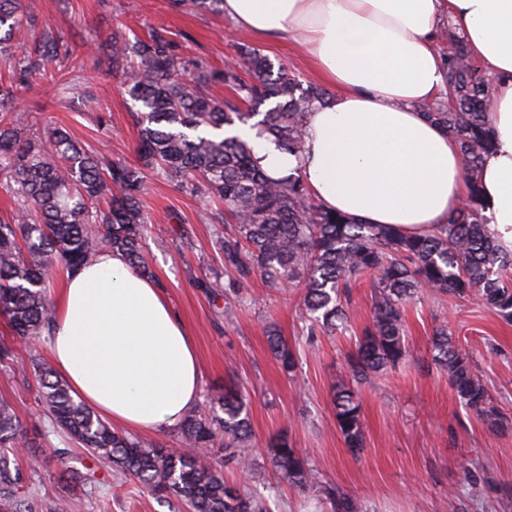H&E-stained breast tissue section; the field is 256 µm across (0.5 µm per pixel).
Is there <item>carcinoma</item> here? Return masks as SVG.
Wrapping results in <instances>:
<instances>
[{"label": "carcinoma", "instance_id": "obj_1", "mask_svg": "<svg viewBox=\"0 0 512 512\" xmlns=\"http://www.w3.org/2000/svg\"><path fill=\"white\" fill-rule=\"evenodd\" d=\"M174 2L224 13V0ZM24 25L35 35L14 59L10 86L0 88V186L17 205L0 219V315L12 336L0 343L1 369L14 371L15 345L35 349L49 332L52 274L72 272L106 249L121 254L131 270L149 274L141 251L148 231L145 168L192 195L221 202L224 210L207 215L211 223L222 224L227 215L237 224L235 233L215 239L224 270L234 275L232 285H221L218 275L211 285L225 305L241 302L239 285L256 275L270 285L286 282L302 293L306 343L312 346L320 336L347 329L352 288L370 284V322L345 357L348 379L333 394L336 427L354 456L364 450L358 385L408 362L405 310L422 291L476 300L512 321V250L496 239L480 189L481 166L492 147L490 86L461 37L453 38L446 59L451 105H425L421 111L457 141L467 199L437 232L410 237L393 225L358 224L325 209L310 197L300 175L270 177L247 141L222 134L256 117L259 134L296 154L306 113L326 98L322 88L303 86L288 66H276L246 45L240 60L221 71L196 61L190 82L166 29L155 28L148 39L133 42L112 37V66L125 74L123 91L140 106L134 115L139 168L114 162L102 169L97 152L61 125L38 134L23 131L13 119L15 90L55 71L60 57L69 55L63 37L40 22L35 0H0V53ZM213 84L232 89L236 100L206 93ZM241 103L254 111H241ZM266 103L270 107L259 111ZM267 342L282 369L294 371L297 352L276 327L269 328ZM430 347L434 364L448 374L459 402L476 420L492 430L509 423L448 322L435 327ZM31 379L48 432L135 481L171 512H269L263 496L224 479L231 464L252 470V429L241 389L226 387L195 408L179 427L181 447L165 448L113 428L75 398L38 355L22 373V381ZM22 436L11 404L1 399L0 512H44L42 499L29 489L37 470L24 471L10 459ZM269 461L288 484L313 492L324 512H366L360 500L322 481L287 438L272 443Z\"/></svg>", "mask_w": 512, "mask_h": 512}]
</instances>
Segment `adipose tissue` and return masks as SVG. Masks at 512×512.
Returning <instances> with one entry per match:
<instances>
[{
    "instance_id": "1",
    "label": "adipose tissue",
    "mask_w": 512,
    "mask_h": 512,
    "mask_svg": "<svg viewBox=\"0 0 512 512\" xmlns=\"http://www.w3.org/2000/svg\"><path fill=\"white\" fill-rule=\"evenodd\" d=\"M224 14L257 37L303 41L332 90L307 114L299 154L240 130L261 168L300 174L329 210L411 235L436 231L465 199L456 142L421 112L445 91L436 35L452 21L494 81L481 181L490 226L512 248V0H224ZM50 350L73 393L127 431L173 430L199 400L188 328L156 283L112 251L56 288Z\"/></svg>"
}]
</instances>
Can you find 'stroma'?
<instances>
[{"mask_svg": "<svg viewBox=\"0 0 512 512\" xmlns=\"http://www.w3.org/2000/svg\"><path fill=\"white\" fill-rule=\"evenodd\" d=\"M42 22L64 37L70 55L55 77L33 81L19 94L23 125H64L77 140L108 159L137 165V107L124 95L123 74L113 72L108 45L113 33L142 38L165 28L186 60L203 58L216 68L238 54L244 32L226 17L174 7L171 0H36ZM273 63L288 65L303 85L317 84L303 48L255 41ZM144 209L151 220L144 254L152 277L187 325L201 367V392L239 382L249 391L254 437L249 474L224 470L228 482L270 488L279 512H321L317 500L279 482L268 459L270 440L287 435L324 481L361 500L368 512H512V427L490 432L460 404L446 372L432 361L429 338L447 319L482 373L494 404L512 417V324L471 300L425 294L409 307L410 361L363 384L359 390L366 448L353 457L336 429L332 395L346 376L343 336L320 337L306 350L301 335V294L252 278L247 298L232 312L208 294L220 261L209 204L161 176L149 179ZM276 324L300 350L294 373L282 371L266 341ZM0 395L13 405L26 431L21 465L37 462L34 487L57 512L71 499L89 497L86 512H169L167 504L133 481L112 476L96 461L87 466L99 483L93 495L74 485L46 434L34 390L0 370Z\"/></svg>", "mask_w": 512, "mask_h": 512, "instance_id": "35a3bbf8", "label": "stroma"}]
</instances>
